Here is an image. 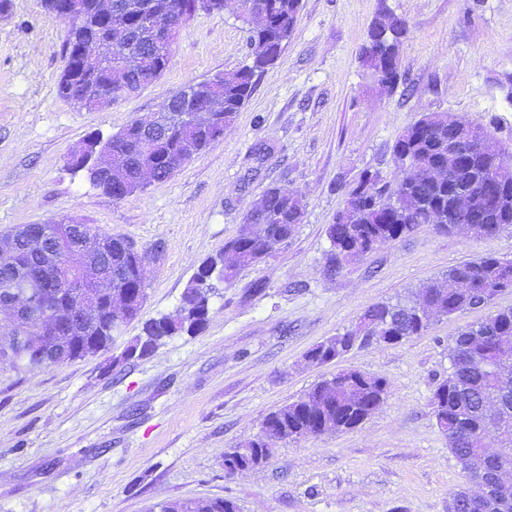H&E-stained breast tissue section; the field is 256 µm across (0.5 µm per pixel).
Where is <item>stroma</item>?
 Wrapping results in <instances>:
<instances>
[{
  "mask_svg": "<svg viewBox=\"0 0 512 512\" xmlns=\"http://www.w3.org/2000/svg\"><path fill=\"white\" fill-rule=\"evenodd\" d=\"M385 11L409 26L404 89L382 87L361 57ZM67 31L42 0L0 7V234L68 218L125 238L145 254L146 298L97 356L36 372L0 364V512H154L193 497L227 498L238 512H448L463 477L430 399L458 331L484 311L437 318L396 345L355 346L327 365L305 355L354 329L369 306L407 300L452 266L512 259V230L474 238L426 224L333 276L326 232L364 172L393 180V144L422 113L467 116L512 152V0H302L291 42L223 137L121 199L75 170L73 151L89 134L149 118L186 84L243 65L247 27L230 11L198 14L163 76L105 110L57 94ZM270 187L305 204L293 236L218 284L201 332L113 364L144 321L179 304ZM344 368L386 384L362 424L273 441L262 466L225 472V451Z\"/></svg>",
  "mask_w": 512,
  "mask_h": 512,
  "instance_id": "obj_1",
  "label": "stroma"
}]
</instances>
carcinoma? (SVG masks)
<instances>
[{"instance_id":"cac0c4a2","label":"carcinoma","mask_w":512,"mask_h":512,"mask_svg":"<svg viewBox=\"0 0 512 512\" xmlns=\"http://www.w3.org/2000/svg\"><path fill=\"white\" fill-rule=\"evenodd\" d=\"M82 5V15L69 22L63 45L66 66L76 65L71 39L74 27L95 37L117 43L125 53V86L129 96L156 82L165 72L171 51L154 53L156 32L147 20H160L174 11L177 0H112V20L104 21L96 10L97 0H43L44 8L55 19L66 20L72 2ZM239 17L252 24L250 54L245 64L235 70L215 75L203 82L184 86L168 96L167 110L158 113L165 133L152 142L148 169L142 163L141 133L134 121L109 137L113 160L112 182L99 176L83 162L73 168L84 170L89 180L104 193L122 199L147 185L146 178L165 181L171 178L188 158L178 153L180 141L190 137L195 151L200 152L214 143L212 128L194 129L190 114L197 108H217L211 113L213 128L230 123L249 101L257 78L279 59L293 37L301 0H263L265 15L252 16L244 9L246 0H237ZM408 33L406 21L393 14L381 15L369 28L362 49L363 62L380 71L389 86L404 82L400 69V46ZM57 91L73 106L85 101L94 106L97 96L112 94L120 100L114 88L101 73L95 79L67 82L60 79ZM485 147L494 145L490 131L480 125H448V113L428 112L406 128L395 140L393 160L398 175L394 184H385L377 191L358 184L347 193L357 197L359 208L350 224L333 222L327 233L331 243L329 267L341 272L344 264L357 260L380 244L410 235L422 224H435L452 230L458 224L448 195L460 187L472 197L473 219L488 227L487 236L512 230V164L510 156L483 155L475 159L478 168L472 173L457 167L460 146ZM499 179L505 192V206L499 212L481 210L475 194L484 178ZM251 211L263 217L266 227L252 231L243 224L238 234L224 244V249L208 257L184 290L196 299L192 309L178 305L173 311L146 321L142 334L124 350L130 359L155 352L166 339L179 334H195L204 329L210 312L214 290L210 280L218 277L231 283L240 268L252 264L258 255L271 253L286 242L301 223L304 205L301 199L271 187L253 205ZM29 228L25 224L7 235L6 249L0 254V296L3 285L12 280L31 282L30 298L36 302L51 299L61 311L75 310L77 299L72 288L55 279L58 256L55 253L33 254L22 241ZM95 246L80 252V260L90 268L102 266L112 270V293L101 295L96 313L75 315L62 334L46 332L29 337L20 347L12 336H0V361L6 360L17 369L35 371L56 364L93 357L112 345V331L117 316L112 295L130 294V300L142 306L145 285L142 267L145 256L130 247V241L112 237L87 224ZM512 288V260L494 255L448 269L443 283H432L428 289L406 303H379L370 306L371 319L383 325L388 335L400 340L423 334V324L416 316L417 307L426 304L443 314L486 307L502 291ZM483 323L500 336H512V308H500L485 317ZM474 325L460 329L450 351L451 362L459 365L456 373L448 374L434 390L431 406L438 429L448 437V448L455 458L476 452L488 437L485 406L498 402L508 418L499 425L500 435L512 436V349L503 350L492 344L471 343ZM352 333L327 339L311 348L306 358L311 364H328L342 358L351 345ZM385 396V384L354 369H344L332 378L312 386L297 400L270 413L262 426L272 437L292 439L324 429L328 432L352 429L361 424ZM257 440L251 439L238 448L224 453L231 469L239 463L268 455V448L256 450ZM158 512H237L233 501L224 498L198 497L176 499L158 505Z\"/></svg>"}]
</instances>
